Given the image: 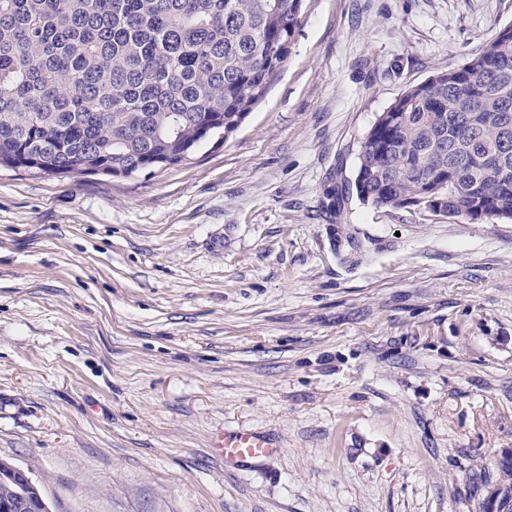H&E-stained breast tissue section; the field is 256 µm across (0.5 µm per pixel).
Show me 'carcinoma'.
I'll return each instance as SVG.
<instances>
[{"label":"carcinoma","mask_w":512,"mask_h":512,"mask_svg":"<svg viewBox=\"0 0 512 512\" xmlns=\"http://www.w3.org/2000/svg\"><path fill=\"white\" fill-rule=\"evenodd\" d=\"M303 0H0V166L132 177L224 143L288 61ZM506 156V170L492 160ZM376 207L512 220V24L405 89L359 146Z\"/></svg>","instance_id":"carcinoma-1"}]
</instances>
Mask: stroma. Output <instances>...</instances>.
I'll use <instances>...</instances> for the list:
<instances>
[{
	"label": "stroma",
	"instance_id": "1",
	"mask_svg": "<svg viewBox=\"0 0 512 512\" xmlns=\"http://www.w3.org/2000/svg\"><path fill=\"white\" fill-rule=\"evenodd\" d=\"M512 0H304L223 145L133 177L0 169V460L51 512H474L512 448V221L326 193ZM353 236L357 250H335ZM246 428L280 454L225 467Z\"/></svg>",
	"mask_w": 512,
	"mask_h": 512
}]
</instances>
